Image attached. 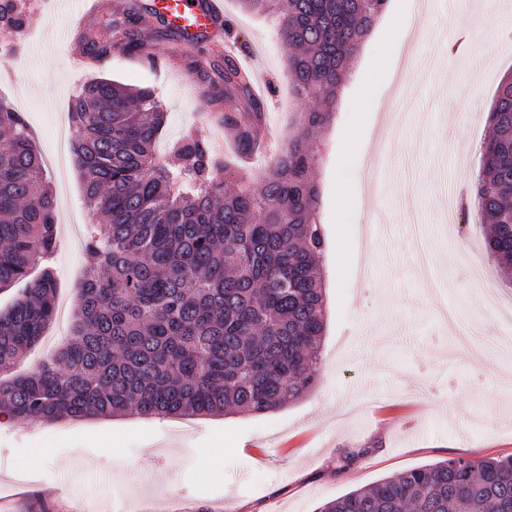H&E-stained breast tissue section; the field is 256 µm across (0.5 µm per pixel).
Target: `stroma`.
Wrapping results in <instances>:
<instances>
[{
  "label": "stroma",
  "mask_w": 512,
  "mask_h": 512,
  "mask_svg": "<svg viewBox=\"0 0 512 512\" xmlns=\"http://www.w3.org/2000/svg\"><path fill=\"white\" fill-rule=\"evenodd\" d=\"M40 24L0 55V99L24 113L42 157L52 155L71 96L105 77L156 90L167 111V152L186 131L208 137L224 92V60L254 59L263 114L287 138L313 102L292 96L272 17L224 0V25L194 45L158 18L144 21L145 53L116 50L73 70L72 0H19ZM412 36L399 54L374 29L353 62L335 120L311 141L327 237L322 260L327 332L315 390L254 416L137 414L27 423L0 416V497L7 512H315L382 478L448 457L512 455V349L484 352L512 333V273L484 250L486 227L462 197L481 169L487 109L512 72V15L468 0H390ZM412 80L404 124L387 138L397 78ZM358 148H351V139ZM344 178L350 198L336 199ZM52 266L66 336L86 267L61 240ZM495 286L470 285L473 268ZM346 449L362 450L350 466Z\"/></svg>",
  "instance_id": "35a3bbf8"
}]
</instances>
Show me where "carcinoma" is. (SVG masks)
<instances>
[{
	"label": "carcinoma",
	"mask_w": 512,
	"mask_h": 512,
	"mask_svg": "<svg viewBox=\"0 0 512 512\" xmlns=\"http://www.w3.org/2000/svg\"><path fill=\"white\" fill-rule=\"evenodd\" d=\"M275 16L297 97L318 108L268 165L264 187L224 188L208 143L192 132L161 156L167 112L155 91L93 78L73 96L74 156L95 220L73 334L26 376L0 380V413L30 423L92 416L265 415L307 397L326 335L320 272L325 248L311 135L333 119L350 66L389 0H240ZM16 0H0V30L21 28ZM137 21L112 32L136 49ZM100 54L112 39L90 28ZM246 77L224 59V124L246 151L256 113ZM474 205L486 249L512 270V73L489 107ZM59 243L56 201L24 116L0 105V289L39 277L0 311V369L54 319L49 266ZM317 512H512V456L448 457L323 503Z\"/></svg>",
	"instance_id": "carcinoma-1"
}]
</instances>
